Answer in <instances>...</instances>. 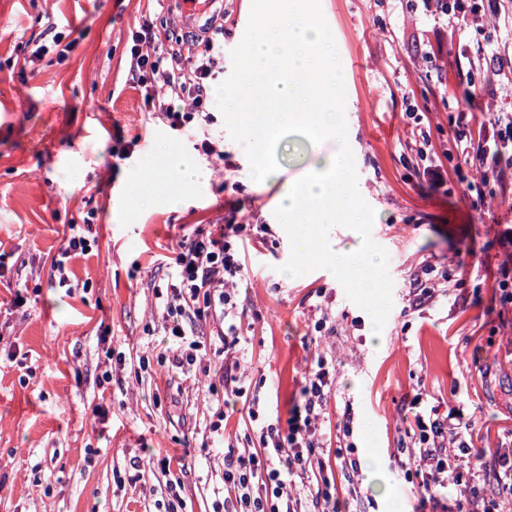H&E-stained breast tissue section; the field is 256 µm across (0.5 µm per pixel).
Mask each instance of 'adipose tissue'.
I'll return each mask as SVG.
<instances>
[{"mask_svg":"<svg viewBox=\"0 0 512 512\" xmlns=\"http://www.w3.org/2000/svg\"><path fill=\"white\" fill-rule=\"evenodd\" d=\"M311 171V176L304 183L289 188L280 196L279 208L284 214L293 216L338 196L349 201L359 197L360 190L351 180L343 156L317 157Z\"/></svg>","mask_w":512,"mask_h":512,"instance_id":"ef3b65f1","label":"adipose tissue"}]
</instances>
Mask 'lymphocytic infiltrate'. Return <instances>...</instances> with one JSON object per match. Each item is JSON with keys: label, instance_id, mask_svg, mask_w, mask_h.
<instances>
[{"label": "lymphocytic infiltrate", "instance_id": "f902f5d3", "mask_svg": "<svg viewBox=\"0 0 512 512\" xmlns=\"http://www.w3.org/2000/svg\"><path fill=\"white\" fill-rule=\"evenodd\" d=\"M433 13L451 18L457 29L497 17V0H435ZM182 43L157 31L147 17H140L128 36L130 82L140 95L146 111L158 113L172 130L211 125L213 85L224 71V27L216 25L208 36L191 41L190 55H183ZM500 134L479 127L473 140L465 141L461 153L475 166L483 182L508 186L506 173L512 169V113H498ZM243 225L228 224L215 234H197L181 242L172 259L173 273L155 295L163 305L161 326L170 337L158 362L182 369L194 365L202 341L190 338L187 323L221 314L217 335L224 342V384L234 383L240 363L236 357L237 327L233 322V287L243 263L233 239ZM336 382V367L325 356L314 358L304 376L302 403L294 408L286 429L270 424L260 432V448L246 455L225 454L224 490L234 497L238 512H306L307 502L320 512H336L335 482L317 437L326 420L327 395ZM404 433L414 439L408 452L406 472L421 480L429 496L440 495L449 481L464 482L471 512H512V453H498L495 480L505 497L486 496L479 483L487 476V449L470 447L467 438L474 425L465 405L448 412L432 410L406 417ZM317 472V485L305 495L293 496L292 482Z\"/></svg>", "mask_w": 512, "mask_h": 512}]
</instances>
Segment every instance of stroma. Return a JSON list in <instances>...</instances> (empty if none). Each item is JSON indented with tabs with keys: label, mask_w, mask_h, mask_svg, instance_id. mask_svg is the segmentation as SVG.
<instances>
[{
	"label": "stroma",
	"mask_w": 512,
	"mask_h": 512,
	"mask_svg": "<svg viewBox=\"0 0 512 512\" xmlns=\"http://www.w3.org/2000/svg\"><path fill=\"white\" fill-rule=\"evenodd\" d=\"M146 5L0 0V512H166L175 479L184 484L178 512H215L225 446L259 445L249 406L287 420L319 354L336 365L321 434L341 512H468L456 489L439 504L406 478L400 417L415 398L424 412L462 403L474 414L475 447L512 448V306L493 295L512 197L482 183L456 137L465 91L475 93L473 124L512 110V26L492 34L503 64L467 73L454 47L484 44L479 28L458 35L415 0H321L362 194L294 223L279 210L281 194L305 179L311 155L337 152L338 141L283 138L279 170L258 183L222 114L210 127L225 138L220 158L204 155L199 137L149 119L127 81L126 52ZM50 21L73 31V50L28 62L19 44ZM417 124L423 136L412 135ZM182 154L196 163L187 180L169 165ZM429 161L444 169L443 183L424 177ZM171 194L181 207H167ZM87 221L95 242L67 261L59 286L51 264L70 225ZM222 224L263 239L236 300L243 393L224 406L208 391L222 361L216 319L192 325L205 341L195 365L139 367L166 343L154 289L167 283L173 249ZM310 235L335 240L336 251L316 258L309 281L291 280L290 242ZM355 249L376 261L349 276L336 259ZM424 277L447 291L416 306L413 283ZM18 294L24 306H14ZM110 349L122 362L107 359ZM105 393L112 417L103 424L93 409ZM221 412L226 444L212 447L209 426ZM339 448L358 472L342 470ZM160 454L171 456L169 471L156 464Z\"/></svg>",
	"instance_id": "stroma-1"
}]
</instances>
